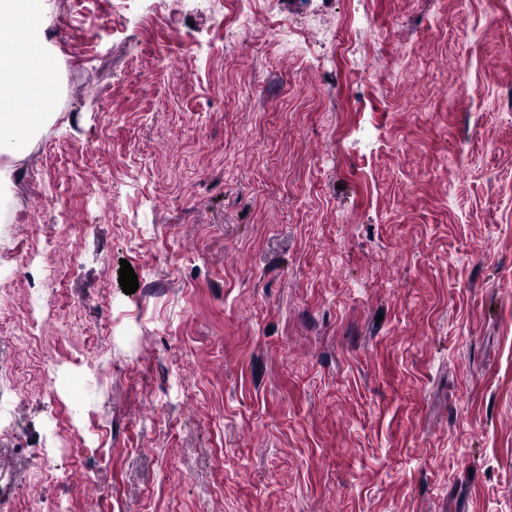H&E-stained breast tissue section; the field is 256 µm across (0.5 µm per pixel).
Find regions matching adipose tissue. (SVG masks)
Returning <instances> with one entry per match:
<instances>
[{
    "label": "adipose tissue",
    "mask_w": 512,
    "mask_h": 512,
    "mask_svg": "<svg viewBox=\"0 0 512 512\" xmlns=\"http://www.w3.org/2000/svg\"><path fill=\"white\" fill-rule=\"evenodd\" d=\"M45 0H0V14L14 25L0 29V40L14 45L15 54L0 59V155H24L29 134L57 115V73L48 45L38 29Z\"/></svg>",
    "instance_id": "adipose-tissue-1"
}]
</instances>
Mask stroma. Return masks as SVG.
<instances>
[{"label":"stroma","instance_id":"35a3bbf8","mask_svg":"<svg viewBox=\"0 0 512 512\" xmlns=\"http://www.w3.org/2000/svg\"><path fill=\"white\" fill-rule=\"evenodd\" d=\"M42 26L61 114L0 184V512H512V0Z\"/></svg>","mask_w":512,"mask_h":512}]
</instances>
